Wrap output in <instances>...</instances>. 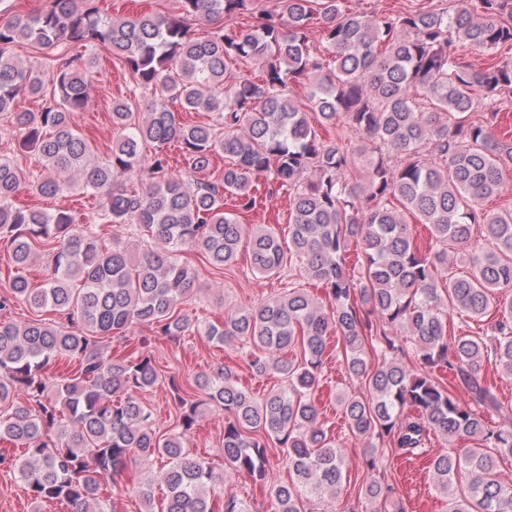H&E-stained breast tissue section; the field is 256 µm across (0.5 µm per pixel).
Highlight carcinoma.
<instances>
[{
    "mask_svg": "<svg viewBox=\"0 0 512 512\" xmlns=\"http://www.w3.org/2000/svg\"><path fill=\"white\" fill-rule=\"evenodd\" d=\"M252 2L180 0L176 15L113 19L94 0H46L42 10L0 23V113L18 129V151L37 156L42 167L30 174L0 159V238L10 242L17 269L0 311L16 299L65 317L0 319V444L22 449L15 456L0 449V464L23 485L33 512L46 503L116 512L108 490L131 460L154 456L166 464L158 479L138 486L144 512H249L234 497L215 499L224 475L187 447L203 407H217L224 411V468L261 480L269 443L278 445L293 477L270 486L272 512H307L312 497L336 498L344 478L342 451L315 400L334 334L347 374L366 390L345 392L337 403L368 469L377 468L381 442L412 450L432 432L460 440L467 446L430 463L447 512H512V484L500 473V462L512 458V426L493 425L504 408L479 380L485 361L512 377V209H483L502 195L504 171L512 169V137L497 133L501 95L512 92V63L477 70L459 53L461 43L486 51L512 44V0H455L451 11L376 18L350 11L347 0H321L317 11L312 0H282V11L265 13L255 27H221L203 38L189 33L191 17H232ZM315 18L322 59L309 45ZM22 41L51 50L102 44L132 75L131 93L158 88L183 109L215 119L186 123L164 104L138 116L128 100L115 99L117 138L99 162L71 124V114L87 104L84 72L96 58L34 70L11 53ZM241 62L259 68L260 82L237 77ZM304 80L309 107L322 126L336 129V139L322 140L289 95L290 85ZM47 82L53 97L39 111L16 110L19 99L39 96ZM171 143L193 173L224 155L219 183L170 174ZM146 144L154 146L149 185L138 191L116 184L142 165ZM263 175L288 191L286 249L272 228L241 224L225 209L226 196L254 208ZM24 185L45 198L78 185L97 209L81 221L67 209L17 207ZM396 201L428 227L427 250L414 242ZM105 224L148 239L146 253L134 256L120 239L106 243ZM245 237L252 272L317 281L329 305L290 286L252 308L225 311L218 324L183 313L200 286L178 249L226 270ZM47 244L51 273L32 288L21 270ZM458 252L463 266L453 272L449 257ZM447 268L445 286L439 276ZM451 313L495 321L486 332L450 339ZM135 325L154 326L172 340L194 331L236 342L252 373L276 374L283 385L258 397L221 366L195 378L205 395L195 401L178 375H160L144 349L122 356L102 350ZM403 338L413 345L418 371L398 358ZM62 358L78 362L73 375L53 373L52 363ZM437 369L464 380L472 404L461 405ZM162 381L181 407L170 433L157 431L141 399ZM462 472L469 482L456 488ZM158 482L166 488L159 511Z\"/></svg>",
    "mask_w": 512,
    "mask_h": 512,
    "instance_id": "cac0c4a2",
    "label": "carcinoma"
}]
</instances>
